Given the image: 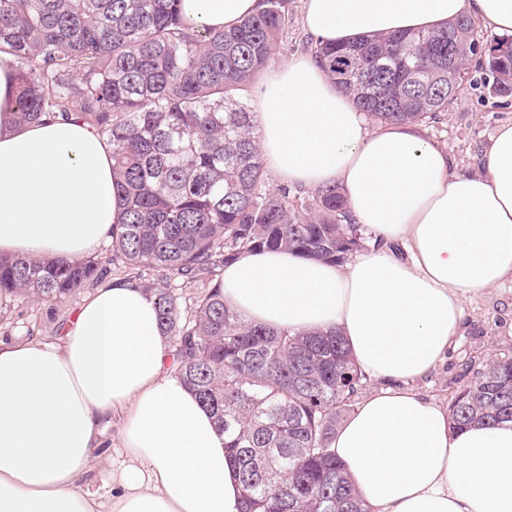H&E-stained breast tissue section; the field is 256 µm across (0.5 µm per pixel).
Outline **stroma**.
I'll return each mask as SVG.
<instances>
[{"label": "stroma", "instance_id": "1", "mask_svg": "<svg viewBox=\"0 0 512 512\" xmlns=\"http://www.w3.org/2000/svg\"><path fill=\"white\" fill-rule=\"evenodd\" d=\"M303 0H289L292 20L278 43L274 65L309 53L310 32L303 23ZM490 75L478 58L468 64V81L457 100L437 123L424 124L427 137L445 149L456 171L475 175L483 170V155L498 125L512 119V103L488 91ZM99 281L139 276L141 282L173 291L181 310H190L198 296L207 289L206 280L180 277L168 279L157 271L134 273L122 262L113 260L111 247L101 248ZM92 284L63 298L7 296L0 298V339L4 341L53 340L61 335L74 310L92 291ZM512 357V281L486 290L467 300L456 344L447 359L426 376L411 382L410 387L430 399L449 404L452 397L476 378L486 363Z\"/></svg>", "mask_w": 512, "mask_h": 512}]
</instances>
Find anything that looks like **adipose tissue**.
<instances>
[{
  "mask_svg": "<svg viewBox=\"0 0 512 512\" xmlns=\"http://www.w3.org/2000/svg\"><path fill=\"white\" fill-rule=\"evenodd\" d=\"M260 0H182L187 25L226 29ZM467 16L512 34V0H304L324 43L400 34ZM15 59L0 52V253L84 259L111 241L120 208L106 141L79 118L19 126ZM270 171L341 186L373 242L344 264L290 251L224 267V302L295 333L338 331L380 382L332 449L370 512H512V422L452 429L446 405L410 382L443 362L462 303L512 278V122L483 174L455 171L416 124L369 128L314 64L268 68L258 95ZM122 422L111 480L98 481L102 427ZM224 437L174 372L154 300L113 279L58 341L0 340V512H241Z\"/></svg>",
  "mask_w": 512,
  "mask_h": 512,
  "instance_id": "obj_1",
  "label": "adipose tissue"
}]
</instances>
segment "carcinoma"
Wrapping results in <instances>:
<instances>
[{"mask_svg": "<svg viewBox=\"0 0 512 512\" xmlns=\"http://www.w3.org/2000/svg\"><path fill=\"white\" fill-rule=\"evenodd\" d=\"M289 21L288 0L222 30H195L181 0H0V52L17 61L18 124L76 115L112 150L120 220L112 256L170 277L210 274L191 311L144 287L171 338L176 373L224 433L244 512H370L332 452L337 413L366 377L336 332L248 323L224 303L217 268L287 250L342 263L360 246L341 188L266 192L258 125L242 94ZM481 56L490 91L512 100V35L476 38L475 21L310 54L376 123H433L464 89L465 51ZM94 260L0 255V297H61L97 276ZM449 411L453 427L512 421V358L477 372Z\"/></svg>", "mask_w": 512, "mask_h": 512, "instance_id": "cac0c4a2", "label": "carcinoma"}]
</instances>
